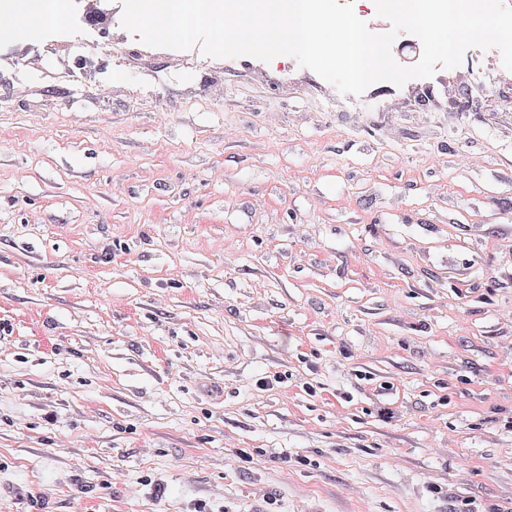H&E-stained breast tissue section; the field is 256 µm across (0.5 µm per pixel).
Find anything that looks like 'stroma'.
Returning <instances> with one entry per match:
<instances>
[{
    "label": "stroma",
    "mask_w": 512,
    "mask_h": 512,
    "mask_svg": "<svg viewBox=\"0 0 512 512\" xmlns=\"http://www.w3.org/2000/svg\"><path fill=\"white\" fill-rule=\"evenodd\" d=\"M67 52L0 56V512H512V87Z\"/></svg>",
    "instance_id": "35a3bbf8"
}]
</instances>
